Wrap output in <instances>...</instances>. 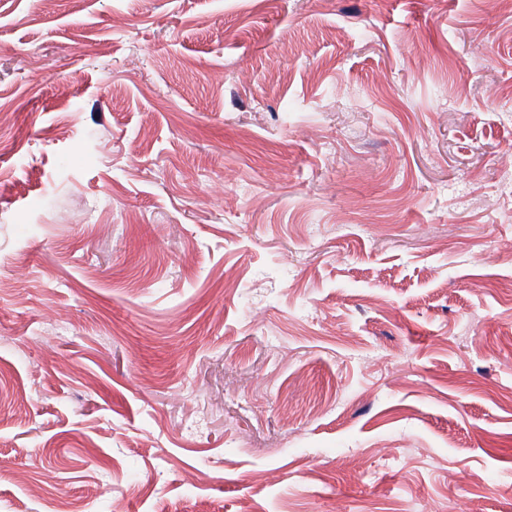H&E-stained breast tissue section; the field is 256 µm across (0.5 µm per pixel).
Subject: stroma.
Segmentation results:
<instances>
[{"label":"stroma","instance_id":"stroma-1","mask_svg":"<svg viewBox=\"0 0 512 512\" xmlns=\"http://www.w3.org/2000/svg\"><path fill=\"white\" fill-rule=\"evenodd\" d=\"M512 10L0 0V512H512Z\"/></svg>","mask_w":512,"mask_h":512}]
</instances>
